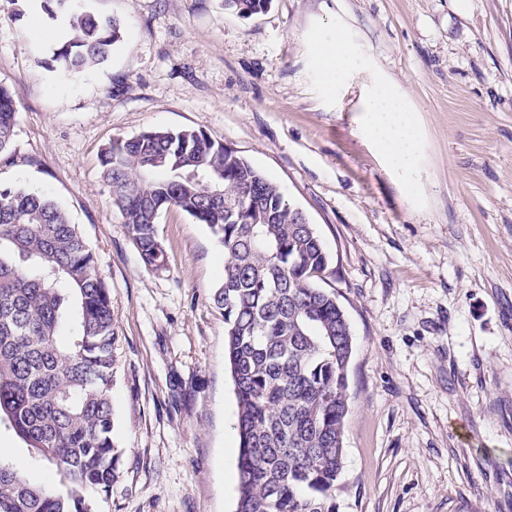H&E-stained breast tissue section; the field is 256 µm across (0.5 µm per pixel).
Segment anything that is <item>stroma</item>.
<instances>
[{
  "label": "stroma",
  "instance_id": "obj_1",
  "mask_svg": "<svg viewBox=\"0 0 512 512\" xmlns=\"http://www.w3.org/2000/svg\"><path fill=\"white\" fill-rule=\"evenodd\" d=\"M124 24L110 60L60 76L42 0H0V85L16 104L0 186L78 224L112 300L113 440L99 512H235L237 402L224 253L177 209L147 269L105 186L104 145L196 128L280 185L314 224L351 325L338 512H512V0H72ZM342 36L328 79L316 34ZM383 85L418 123L411 173L364 130ZM30 481L54 469L0 427Z\"/></svg>",
  "mask_w": 512,
  "mask_h": 512
}]
</instances>
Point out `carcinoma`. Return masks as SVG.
I'll list each match as a JSON object with an SVG mask.
<instances>
[{
  "label": "carcinoma",
  "mask_w": 512,
  "mask_h": 512,
  "mask_svg": "<svg viewBox=\"0 0 512 512\" xmlns=\"http://www.w3.org/2000/svg\"><path fill=\"white\" fill-rule=\"evenodd\" d=\"M270 0H224L242 16ZM68 16L51 66L61 75L105 63L121 41L114 17ZM16 123L0 86V155ZM103 180L146 267L165 264L161 215L176 208L207 225L224 249L212 295L224 311L237 399L235 512H336L343 488L353 336L314 225L299 223L281 186L201 129H148L103 149ZM223 185L243 197L230 215ZM112 304L78 225L48 196L0 187V424L41 460L52 484L29 482L0 457V512H98L119 459L112 439Z\"/></svg>",
  "instance_id": "1"
}]
</instances>
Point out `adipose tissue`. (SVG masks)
<instances>
[{
    "label": "adipose tissue",
    "instance_id": "adipose-tissue-1",
    "mask_svg": "<svg viewBox=\"0 0 512 512\" xmlns=\"http://www.w3.org/2000/svg\"><path fill=\"white\" fill-rule=\"evenodd\" d=\"M365 131L394 167L414 166L419 152L415 116L397 95L386 89L374 93L366 106Z\"/></svg>",
    "mask_w": 512,
    "mask_h": 512
}]
</instances>
